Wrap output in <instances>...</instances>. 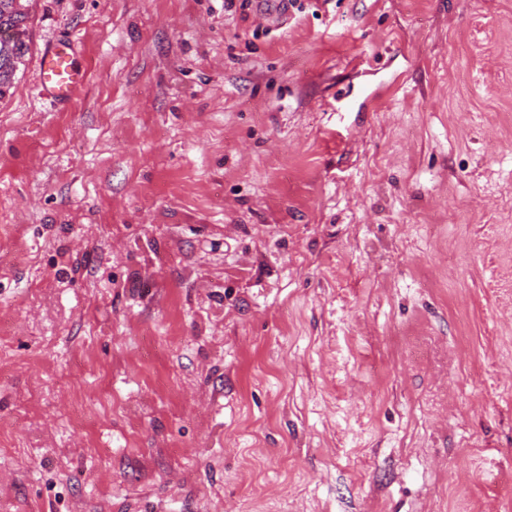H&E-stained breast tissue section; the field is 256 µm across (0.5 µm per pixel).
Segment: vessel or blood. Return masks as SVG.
Masks as SVG:
<instances>
[{
	"instance_id": "1",
	"label": "vessel or blood",
	"mask_w": 512,
	"mask_h": 512,
	"mask_svg": "<svg viewBox=\"0 0 512 512\" xmlns=\"http://www.w3.org/2000/svg\"><path fill=\"white\" fill-rule=\"evenodd\" d=\"M39 88L53 102L70 103L82 90L87 68L74 43L49 45L37 60Z\"/></svg>"
}]
</instances>
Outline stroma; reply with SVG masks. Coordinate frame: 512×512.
<instances>
[{"label": "stroma", "mask_w": 512, "mask_h": 512, "mask_svg": "<svg viewBox=\"0 0 512 512\" xmlns=\"http://www.w3.org/2000/svg\"><path fill=\"white\" fill-rule=\"evenodd\" d=\"M29 12L0 512H512V0ZM39 88L59 105L70 103L82 90L87 68L73 42L49 45L37 60Z\"/></svg>", "instance_id": "stroma-1"}]
</instances>
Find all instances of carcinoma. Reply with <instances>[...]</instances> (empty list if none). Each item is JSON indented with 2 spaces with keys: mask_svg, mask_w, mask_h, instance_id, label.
<instances>
[{
  "mask_svg": "<svg viewBox=\"0 0 512 512\" xmlns=\"http://www.w3.org/2000/svg\"><path fill=\"white\" fill-rule=\"evenodd\" d=\"M29 9L15 0H0V98L3 97L30 51Z\"/></svg>",
  "mask_w": 512,
  "mask_h": 512,
  "instance_id": "cac0c4a2",
  "label": "carcinoma"
}]
</instances>
